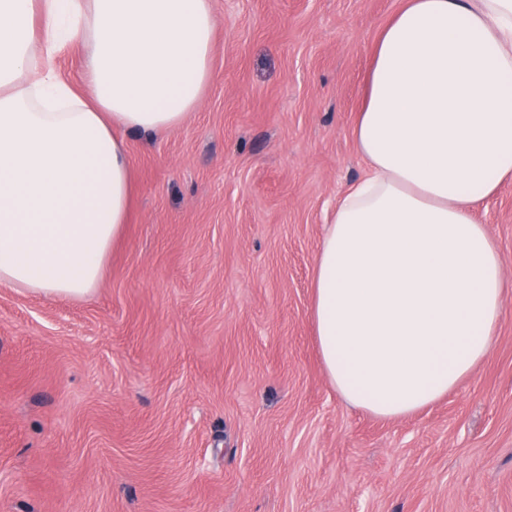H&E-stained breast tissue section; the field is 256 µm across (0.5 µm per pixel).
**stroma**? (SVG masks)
I'll return each mask as SVG.
<instances>
[{
	"label": "stroma",
	"instance_id": "obj_1",
	"mask_svg": "<svg viewBox=\"0 0 512 512\" xmlns=\"http://www.w3.org/2000/svg\"><path fill=\"white\" fill-rule=\"evenodd\" d=\"M404 0H212L216 80L124 134L133 195L81 300L0 288V512H512V182L491 354L384 420L344 403L311 322L326 220Z\"/></svg>",
	"mask_w": 512,
	"mask_h": 512
}]
</instances>
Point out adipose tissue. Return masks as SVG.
Listing matches in <instances>:
<instances>
[{"instance_id": "adipose-tissue-1", "label": "adipose tissue", "mask_w": 512, "mask_h": 512, "mask_svg": "<svg viewBox=\"0 0 512 512\" xmlns=\"http://www.w3.org/2000/svg\"><path fill=\"white\" fill-rule=\"evenodd\" d=\"M212 0H0V288L80 299L126 224L125 131L178 126L214 80ZM83 51L77 92L56 56ZM312 322L347 403L409 416L491 352L505 259L475 209L512 182V0H405L354 128Z\"/></svg>"}]
</instances>
